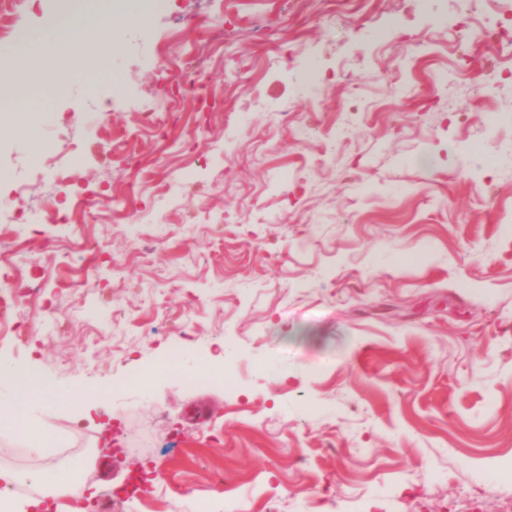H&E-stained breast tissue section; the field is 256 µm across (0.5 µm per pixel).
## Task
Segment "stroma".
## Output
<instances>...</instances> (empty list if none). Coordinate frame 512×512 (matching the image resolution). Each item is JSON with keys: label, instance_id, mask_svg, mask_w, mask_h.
Returning a JSON list of instances; mask_svg holds the SVG:
<instances>
[{"label": "stroma", "instance_id": "35a3bbf8", "mask_svg": "<svg viewBox=\"0 0 512 512\" xmlns=\"http://www.w3.org/2000/svg\"><path fill=\"white\" fill-rule=\"evenodd\" d=\"M103 8L86 61L19 67L52 104L0 132V206L35 192L0 288L46 270L0 363L59 389L29 411L46 451L0 428V468L92 460L80 497L8 512H89L134 470L111 512H512V54L485 39L512 0H154L144 27L133 0H0L16 47ZM188 71L217 95L157 141L131 107ZM61 137L131 208L84 223L36 166ZM224 346L233 387L131 380Z\"/></svg>", "mask_w": 512, "mask_h": 512}]
</instances>
